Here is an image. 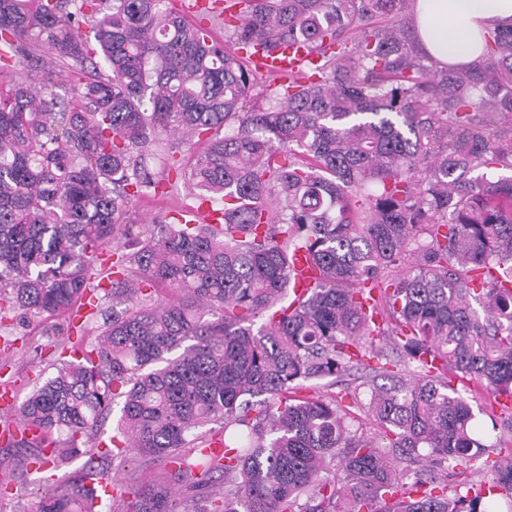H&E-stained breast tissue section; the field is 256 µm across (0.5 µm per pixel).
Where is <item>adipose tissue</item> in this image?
<instances>
[{
	"instance_id": "ef3b65f1",
	"label": "adipose tissue",
	"mask_w": 512,
	"mask_h": 512,
	"mask_svg": "<svg viewBox=\"0 0 512 512\" xmlns=\"http://www.w3.org/2000/svg\"><path fill=\"white\" fill-rule=\"evenodd\" d=\"M512 23V0H414V26L426 52L443 64L483 55L488 28Z\"/></svg>"
}]
</instances>
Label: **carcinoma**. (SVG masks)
Returning a JSON list of instances; mask_svg holds the SVG:
<instances>
[{
	"instance_id": "carcinoma-1",
	"label": "carcinoma",
	"mask_w": 512,
	"mask_h": 512,
	"mask_svg": "<svg viewBox=\"0 0 512 512\" xmlns=\"http://www.w3.org/2000/svg\"><path fill=\"white\" fill-rule=\"evenodd\" d=\"M231 2L221 43L167 0H0V324L69 313L115 258L96 343L48 327L70 359L18 407L39 434L17 444L66 463L120 398L112 458L168 471L113 484L112 512H512V448L448 381L512 398V25L442 66L413 0ZM295 42L319 63L246 106L262 75L232 47ZM171 135L201 143L169 168L223 223H126ZM377 336L412 380L306 393L382 359ZM106 458L36 512H91ZM294 290L298 295H308L310 289L314 286L315 281L312 276L309 265L304 258L299 255L293 267Z\"/></svg>"
}]
</instances>
